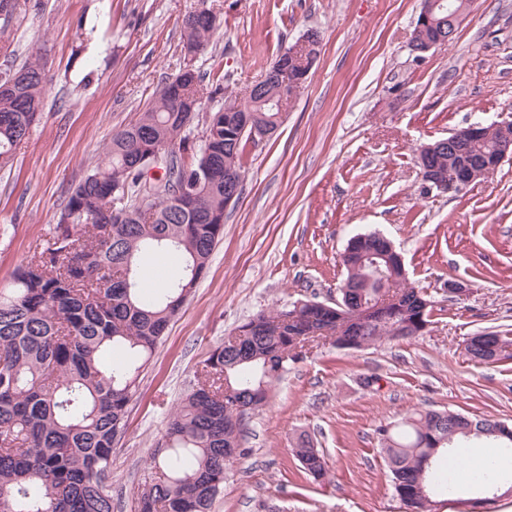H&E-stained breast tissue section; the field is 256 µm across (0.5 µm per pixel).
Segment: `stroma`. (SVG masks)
<instances>
[{"label": "stroma", "instance_id": "35a3bbf8", "mask_svg": "<svg viewBox=\"0 0 512 512\" xmlns=\"http://www.w3.org/2000/svg\"><path fill=\"white\" fill-rule=\"evenodd\" d=\"M208 5L222 28L194 65L243 96L310 30L320 55L270 140L251 144L243 193L205 275L140 375L112 450L114 512H135L150 454L213 350L240 324L297 300L338 298L340 255L379 231L430 300L410 340L363 349L323 342L290 361L247 422L211 512H407L376 431L417 409L512 424V347L480 364L467 337L512 335V158L458 194L426 192L417 149L474 122L512 117V0H473L452 42L415 57L421 0H26L0 13V71L40 60L44 111L0 169V288L46 243L70 187L101 165L184 64L183 16ZM465 283L452 296L448 284ZM307 435L326 462L314 480L293 452ZM440 512H512V492L476 487Z\"/></svg>", "mask_w": 512, "mask_h": 512}]
</instances>
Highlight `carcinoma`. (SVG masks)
<instances>
[{"label":"carcinoma","mask_w":512,"mask_h":512,"mask_svg":"<svg viewBox=\"0 0 512 512\" xmlns=\"http://www.w3.org/2000/svg\"><path fill=\"white\" fill-rule=\"evenodd\" d=\"M220 19L205 6L184 16L182 48H206ZM206 74L182 68L163 85L128 127L112 133L105 161L74 186L51 230V243L34 253L0 289V512H113L112 449L125 426L126 406L140 370L150 360L170 320L206 271L224 234V179L244 171L250 138L246 123L271 135L278 110L258 103L235 112L236 102L206 118L202 144H188L185 129L195 113L186 101L222 93ZM47 91L44 66L21 65L0 75V167L13 161L42 112ZM496 129L463 139L470 158L497 164ZM178 149L170 165L147 184L146 158ZM443 182L461 177V157L443 149L423 158ZM200 177L198 190L179 194L182 181ZM342 262V285L353 307L375 299V282L393 279L395 300L358 323L293 302L260 312L238 326L211 354L204 379L170 415L152 456L154 475L137 495V512H209L224 484V470L244 455L246 419L240 408L262 410L286 371L282 356L296 335L330 336L338 347L361 348L421 335L431 323L425 297L393 276L379 253L387 247L377 233L356 235ZM173 255L180 273L164 287L146 292L140 256ZM512 339L489 332L467 350L489 361L491 346ZM123 360L116 363L112 353ZM461 419L486 433L504 450L512 441L492 434L496 421ZM392 488L410 512H432L436 497L460 487L459 441L446 412L419 410L378 429ZM453 443L436 447L449 435ZM304 471L326 475L325 460L310 441L294 448ZM496 464L471 472L474 487L499 476Z\"/></svg>","instance_id":"1"}]
</instances>
